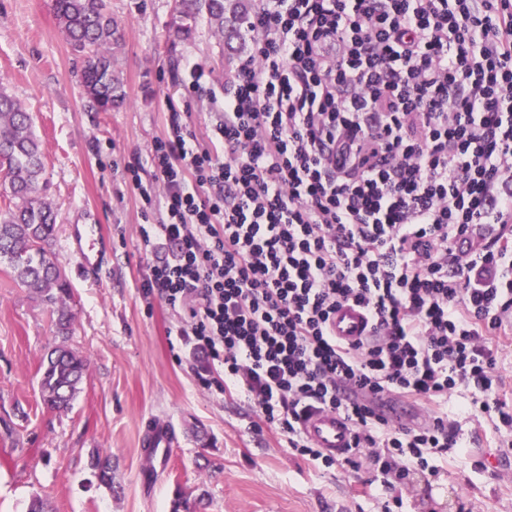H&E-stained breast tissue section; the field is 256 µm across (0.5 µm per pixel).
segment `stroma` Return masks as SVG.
Returning a JSON list of instances; mask_svg holds the SVG:
<instances>
[{"label": "stroma", "mask_w": 512, "mask_h": 512, "mask_svg": "<svg viewBox=\"0 0 512 512\" xmlns=\"http://www.w3.org/2000/svg\"><path fill=\"white\" fill-rule=\"evenodd\" d=\"M50 0H0V83L32 113L45 154L46 194L58 208L48 250L64 270L74 321L70 345L88 362L71 409L47 408L39 368L57 340L55 315L0 266V512H27L32 496L50 512H378L386 491L367 467L314 464L289 448L246 397L224 395L222 372L184 347L172 330L179 316L144 297L149 262L169 256L156 226L163 211L131 183L154 182L152 142L177 111L199 143L216 122L207 94L191 91L187 64L210 74L223 95L238 59L224 57L207 23L194 40L168 37L174 0H109L126 47L121 108L96 111L83 95L80 65L56 26ZM101 225L111 243L98 274L78 269L67 244L78 224ZM167 423L177 442L154 484L141 472L147 418ZM465 446L438 474L419 469L395 490L402 512H512V473L488 456L512 460L495 445L492 423L456 417ZM111 454L114 488L98 484L93 451Z\"/></svg>", "instance_id": "1"}]
</instances>
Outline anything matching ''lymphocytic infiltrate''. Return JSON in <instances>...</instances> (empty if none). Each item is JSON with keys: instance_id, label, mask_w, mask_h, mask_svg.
Returning a JSON list of instances; mask_svg holds the SVG:
<instances>
[{"instance_id": "f902f5d3", "label": "lymphocytic infiltrate", "mask_w": 512, "mask_h": 512, "mask_svg": "<svg viewBox=\"0 0 512 512\" xmlns=\"http://www.w3.org/2000/svg\"><path fill=\"white\" fill-rule=\"evenodd\" d=\"M249 35L209 145L176 112L152 144L175 252L145 295L312 462L336 463L299 425L325 408L354 427L345 463L387 489L438 473L462 386V413L511 448L496 338L512 326V0H260ZM346 304L371 336L333 334ZM389 393L430 423L391 424Z\"/></svg>"}]
</instances>
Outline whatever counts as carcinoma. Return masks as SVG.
<instances>
[{"label": "carcinoma", "mask_w": 512, "mask_h": 512, "mask_svg": "<svg viewBox=\"0 0 512 512\" xmlns=\"http://www.w3.org/2000/svg\"><path fill=\"white\" fill-rule=\"evenodd\" d=\"M52 9L73 55L83 64L86 98L100 112L122 105L125 82L116 61L125 49V30L107 0H52ZM255 9L256 0H174L171 37L193 39L204 19L222 53L241 56L249 51L247 31ZM44 173V151L30 112L0 90V193L13 200L12 206L0 210V265L52 307L57 332L66 336L71 325L65 308L69 288L65 272L46 250L57 213L44 194ZM86 371V361L76 351L63 342L54 346L41 370L44 404L59 412L69 410L82 390ZM90 465L100 484L112 488V456L96 452Z\"/></svg>", "instance_id": "carcinoma-1"}]
</instances>
